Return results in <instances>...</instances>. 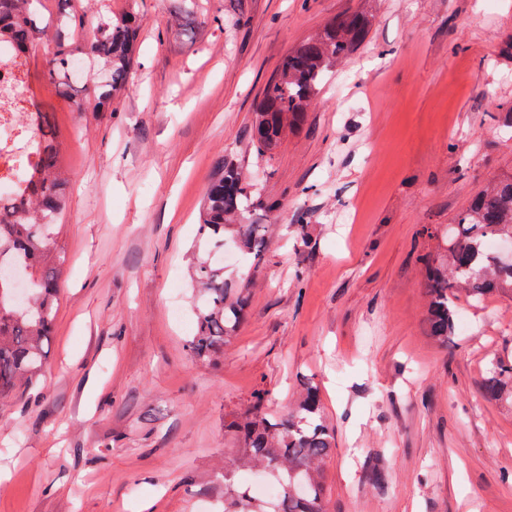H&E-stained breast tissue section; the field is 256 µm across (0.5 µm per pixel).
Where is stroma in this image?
Listing matches in <instances>:
<instances>
[{
	"label": "stroma",
	"mask_w": 512,
	"mask_h": 512,
	"mask_svg": "<svg viewBox=\"0 0 512 512\" xmlns=\"http://www.w3.org/2000/svg\"><path fill=\"white\" fill-rule=\"evenodd\" d=\"M135 79L53 112L67 205L41 266L61 290L37 385L0 401V512H224L229 425L255 389L284 415L318 387L335 446L324 512H512V298L459 297L447 343L426 320L421 257L472 197L512 174V0H139ZM365 42L338 60L275 155L250 130L282 59L341 15ZM495 98H488L486 88ZM252 174L260 261L224 278L246 317L217 362L193 358L199 212L219 160ZM380 471V483L370 479ZM509 383L512 384V361L499 359L493 363L492 372L485 377L482 392L488 399H497Z\"/></svg>",
	"instance_id": "obj_1"
}]
</instances>
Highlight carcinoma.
<instances>
[{
    "instance_id": "cac0c4a2",
    "label": "carcinoma",
    "mask_w": 512,
    "mask_h": 512,
    "mask_svg": "<svg viewBox=\"0 0 512 512\" xmlns=\"http://www.w3.org/2000/svg\"><path fill=\"white\" fill-rule=\"evenodd\" d=\"M59 2L61 9L45 16L38 0H0V47L9 49L12 63L24 67L36 50H47L46 76L53 84L74 76L78 62L99 67L101 78L72 106L80 112H105L112 97L132 85L140 14L131 8L113 15L106 8L91 23L86 11L71 7L73 0ZM367 33L362 16L339 17L283 58L279 73L264 89L251 129L257 153L272 155L283 133L302 124L329 68L353 53ZM31 123L37 126L32 148L38 160L15 196L0 198V269L9 265L26 270L31 298L26 306L16 305L10 282L0 278V400L20 387L28 389L41 370L58 300L57 278L38 273V268L64 209L65 179L52 113L36 106ZM248 188L238 167L218 162L199 224V257L190 274L196 284L198 327L188 349L198 360L209 361L222 351L249 304L245 289L233 293L224 287V265L211 258L224 248L228 232L245 254L262 257L265 225L243 223ZM489 236L512 238V176L480 192L449 225L441 235L448 255L421 258L429 333L443 343L454 329L456 295L463 293L477 303L499 294L512 297V267L499 265L496 255L484 251L483 242ZM510 383L512 361L499 359L485 377L482 392L488 399H497ZM269 401L268 391L254 392L248 412L233 424L242 445L238 466L261 471L280 485L273 512H323L320 465L334 447V433L321 421L319 391L308 386L296 409L283 417L268 412ZM224 512L266 510L248 491L235 486L234 476L227 472Z\"/></svg>"
}]
</instances>
